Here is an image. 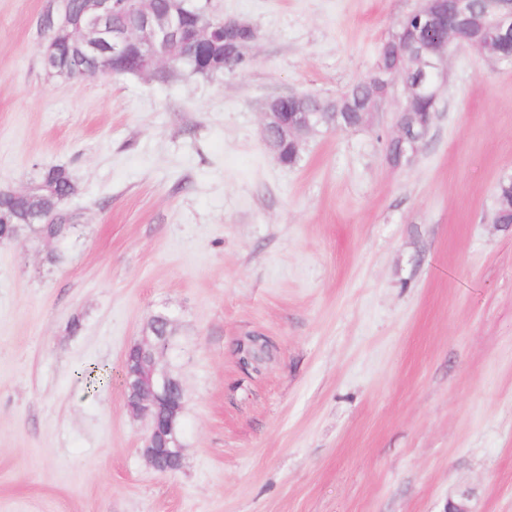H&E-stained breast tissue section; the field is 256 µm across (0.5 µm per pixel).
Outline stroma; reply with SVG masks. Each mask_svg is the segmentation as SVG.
Wrapping results in <instances>:
<instances>
[{
  "mask_svg": "<svg viewBox=\"0 0 512 512\" xmlns=\"http://www.w3.org/2000/svg\"><path fill=\"white\" fill-rule=\"evenodd\" d=\"M51 0H0V192L67 167L61 241L0 244V512H512V63L461 48L413 164L392 104L303 137L268 100L340 96L420 0H212L246 68L50 78ZM160 311L183 458L155 472L120 370ZM266 341L259 367L239 348ZM323 101L315 95L306 93L291 95L288 96V99L278 97L269 100L263 112L262 129L265 142L268 144L269 140L275 139L277 134V141L287 143L290 141L298 151L302 136L313 130L312 120L307 115L296 117V114L290 115L289 113L306 112L313 116L315 112H318L319 103ZM496 212L501 224H512V181H501L497 184ZM77 377L88 388L95 390L112 383V369L98 366H88L77 373Z\"/></svg>",
  "mask_w": 512,
  "mask_h": 512,
  "instance_id": "35a3bbf8",
  "label": "stroma"
}]
</instances>
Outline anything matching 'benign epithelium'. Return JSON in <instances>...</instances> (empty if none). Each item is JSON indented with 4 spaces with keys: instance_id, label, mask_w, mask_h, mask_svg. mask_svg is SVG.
Masks as SVG:
<instances>
[{
    "instance_id": "7a95c632",
    "label": "benign epithelium",
    "mask_w": 512,
    "mask_h": 512,
    "mask_svg": "<svg viewBox=\"0 0 512 512\" xmlns=\"http://www.w3.org/2000/svg\"><path fill=\"white\" fill-rule=\"evenodd\" d=\"M453 20L443 10L441 0H421L415 16L429 32L442 35L440 43L432 47L420 36L400 40L396 44L397 68L379 66L367 81L374 91L369 98L368 115L379 112L389 98L390 88L402 86V96L394 101L393 112L396 140L399 141L401 165L408 166L417 157L426 137L431 120L411 111L412 103L420 98H438L448 84V57L463 42L457 27L467 17L469 0H454ZM494 5L490 24L485 28L483 42L490 48L501 39L512 38V0H482ZM116 17H126L131 24L125 28L112 25ZM83 39L84 54L98 58L112 55V60L128 62L140 75L151 78L167 65L155 53V46L172 39L200 50L213 41L216 32L227 31L232 39L224 48V66H229L239 52L258 39V31L250 22L240 18L219 19L203 24H185L181 7L163 15L153 8L152 0H82L80 11L65 24V29ZM43 67L47 75L58 67L56 34H48L42 52ZM405 69L417 72L414 82L399 80ZM265 140L278 138L300 148L303 135L312 132V120L302 115L289 114L288 99L270 100L263 112ZM168 348V337L143 333L132 347L137 356L129 360L125 380L126 405L130 413L149 420V429L142 440V453L148 464L160 473L166 469L158 466L162 459H182L180 443L183 387L167 368L161 366Z\"/></svg>"
}]
</instances>
